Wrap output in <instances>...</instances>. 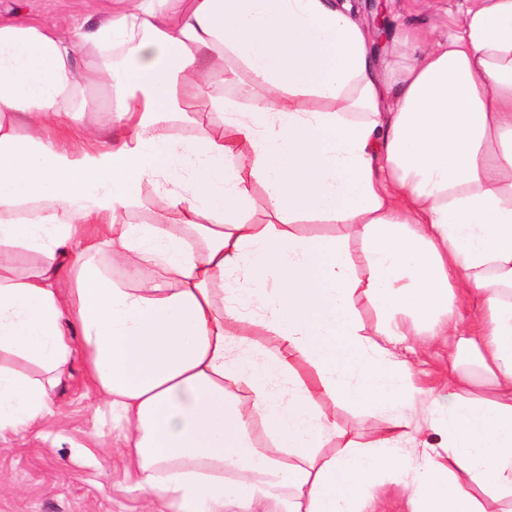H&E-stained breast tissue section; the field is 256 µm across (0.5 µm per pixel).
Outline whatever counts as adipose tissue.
I'll list each match as a JSON object with an SVG mask.
<instances>
[{
    "label": "adipose tissue",
    "instance_id": "obj_1",
    "mask_svg": "<svg viewBox=\"0 0 512 512\" xmlns=\"http://www.w3.org/2000/svg\"><path fill=\"white\" fill-rule=\"evenodd\" d=\"M371 43L334 0H188L177 17L127 0L62 31L0 22V433L48 426L78 363L126 425L134 486L169 512L266 498L365 512L388 481L410 484L411 512L512 496V0H471L391 97ZM227 52L250 76L234 97L213 85L236 72L203 65ZM187 112L226 120L159 139ZM257 185L264 224L248 219ZM156 198L176 223L124 222ZM320 216L354 225L363 255L295 232ZM465 302L480 306L469 321ZM403 313L456 337L447 388L416 387L396 355ZM326 399L389 425L361 442ZM419 405L440 443L415 462ZM257 419L276 453L255 448ZM203 115V116H202ZM224 114L214 112H204L201 119L195 124H181L178 132H172L165 128L159 130L162 137L177 136L185 140H194L208 136L218 127L224 126Z\"/></svg>",
    "mask_w": 512,
    "mask_h": 512
}]
</instances>
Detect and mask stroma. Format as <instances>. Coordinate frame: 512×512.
<instances>
[{"label":"stroma","mask_w":512,"mask_h":512,"mask_svg":"<svg viewBox=\"0 0 512 512\" xmlns=\"http://www.w3.org/2000/svg\"><path fill=\"white\" fill-rule=\"evenodd\" d=\"M116 0H0V18L33 23L48 29L101 16ZM467 0H340L339 7L367 26L376 15L386 20V39L375 57L392 87H399L412 58L411 49L397 41L400 31L422 34L427 44L447 39L461 24ZM418 348L408 353L414 382L429 389L441 386L448 375V353L420 327ZM62 407L47 433L7 432L0 435V512H156L126 478L129 466L123 431L86 388L81 368L58 396ZM323 407L338 428L373 439L387 424L374 415L325 401Z\"/></svg>","instance_id":"obj_1"}]
</instances>
